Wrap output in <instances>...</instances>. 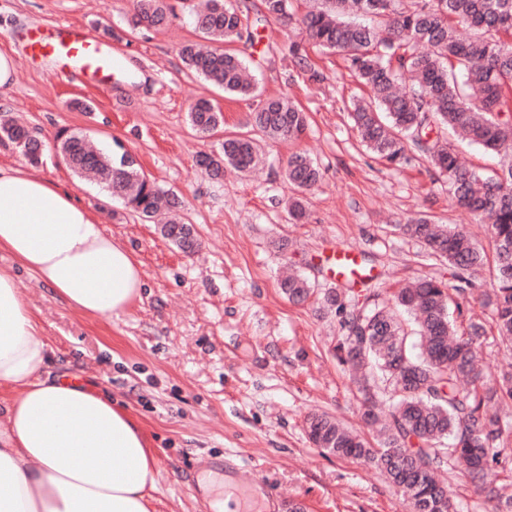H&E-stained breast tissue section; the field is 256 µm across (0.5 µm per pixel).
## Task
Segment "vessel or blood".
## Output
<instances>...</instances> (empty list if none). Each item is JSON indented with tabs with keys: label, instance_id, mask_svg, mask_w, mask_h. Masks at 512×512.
<instances>
[{
	"label": "vessel or blood",
	"instance_id": "b4317fda",
	"mask_svg": "<svg viewBox=\"0 0 512 512\" xmlns=\"http://www.w3.org/2000/svg\"><path fill=\"white\" fill-rule=\"evenodd\" d=\"M25 47L34 54L62 61L64 67L83 75L116 71L123 66L107 44L68 25L57 26L50 33H31ZM224 485L239 499L240 512H248L254 481L237 465L228 462L224 465Z\"/></svg>",
	"mask_w": 512,
	"mask_h": 512
}]
</instances>
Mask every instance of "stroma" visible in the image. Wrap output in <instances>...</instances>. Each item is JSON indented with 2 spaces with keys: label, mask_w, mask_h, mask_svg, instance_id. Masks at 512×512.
<instances>
[{
  "label": "stroma",
  "mask_w": 512,
  "mask_h": 512,
  "mask_svg": "<svg viewBox=\"0 0 512 512\" xmlns=\"http://www.w3.org/2000/svg\"><path fill=\"white\" fill-rule=\"evenodd\" d=\"M174 14L159 30L127 35L114 48L123 68L109 78L66 76L61 66L27 54L17 38L26 29L67 23L94 33L125 30L130 0H0V50L13 53L16 79L0 93V112L36 130L45 143L39 175L61 182L105 231L140 262L145 287L124 314L99 319L81 314L16 268L0 252V267L15 282L53 349L52 375L75 374L100 386L141 423L159 470L153 512H209L197 476L202 465L229 459L260 482L263 497L285 496L278 512H411L380 470L314 447L306 432L313 414H328L361 431L356 386L333 347L335 318H318L313 303L285 299L283 268L305 273L315 287L331 281L336 250L354 251L373 287L394 291L422 275L448 277L447 265L427 260L421 244L395 225L425 213L435 223L463 227L480 245L485 228L457 207L424 162L402 171L362 146L346 105L359 91L338 55L309 47L324 79L294 76L288 56L292 33L260 21L262 0H234L254 22L245 57L265 96H284L309 116L298 141L263 140L260 171L225 170L210 179L196 164L225 136L247 132L252 100L225 97L189 71L178 48L196 40L187 0H170ZM92 101L78 112L74 99ZM216 103L224 126L210 137L191 130L187 113L197 100ZM63 129L86 132L109 149L121 142L144 172L184 203L183 217L201 241L187 255L140 220L98 184L83 180L57 157ZM307 152L322 179L309 196L307 215L290 222L295 193L282 168L290 153ZM287 252H278L277 240Z\"/></svg>",
  "instance_id": "stroma-1"
}]
</instances>
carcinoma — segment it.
Listing matches in <instances>:
<instances>
[{
	"instance_id": "obj_1",
	"label": "carcinoma",
	"mask_w": 512,
	"mask_h": 512,
	"mask_svg": "<svg viewBox=\"0 0 512 512\" xmlns=\"http://www.w3.org/2000/svg\"><path fill=\"white\" fill-rule=\"evenodd\" d=\"M294 2L262 0L261 20L296 23L288 51L300 70L319 80L309 44L338 55L366 91L349 112L364 146L394 170L426 161L457 206L488 222L489 239L486 249L467 231L422 214L395 225L420 242L427 257L448 265L454 283L426 275L388 298L371 287L357 291L348 281L319 290L302 274L280 280L288 301L313 297L320 313L336 318V359L354 374L363 418L377 434L373 443L314 414L306 420L309 439L328 454L374 465L412 512H458L438 480L453 467L476 485L487 512H512V459L502 453L508 435L496 409L512 405V368L488 378L475 354V345L489 340L512 347V0H320L299 16ZM173 15L168 0H132L129 24L158 30ZM193 22L199 37L215 47L203 52L196 42L182 45L186 68L228 97L259 96L245 58L221 47L254 39L233 0H199ZM187 120L204 138L224 125V113L201 99ZM249 124L271 140L290 142L306 132L308 117L284 97H266L249 113ZM450 131L501 155L500 168L481 172L462 164L448 144ZM0 133L29 163H41L43 143L26 126L7 123ZM56 140L76 176L93 175L143 221L166 209L172 216L160 225L161 235L184 253L195 251L193 225L175 214L178 199L151 181L120 143L105 153L80 132L62 130ZM261 160L259 140L234 135L224 138L221 153L200 154L197 165L218 179L227 164L246 172ZM284 173L297 189L288 216L299 222L320 168L295 152ZM489 263L488 292L479 272ZM468 299L491 308V322L465 315L461 301Z\"/></svg>"
}]
</instances>
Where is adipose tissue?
<instances>
[{
	"label": "adipose tissue",
	"instance_id": "adipose-tissue-1",
	"mask_svg": "<svg viewBox=\"0 0 512 512\" xmlns=\"http://www.w3.org/2000/svg\"><path fill=\"white\" fill-rule=\"evenodd\" d=\"M69 307L123 314L144 287L139 264L68 189L0 167V251ZM52 348L0 268V512H151L158 486L142 426L98 387L51 377Z\"/></svg>",
	"mask_w": 512,
	"mask_h": 512
}]
</instances>
